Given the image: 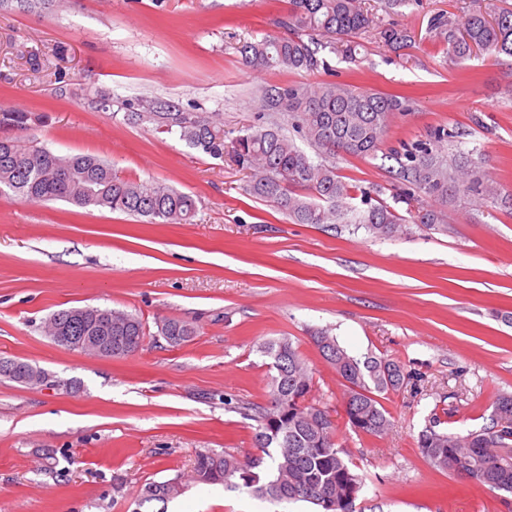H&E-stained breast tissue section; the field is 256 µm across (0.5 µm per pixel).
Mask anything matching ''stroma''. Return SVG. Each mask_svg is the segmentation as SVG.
Listing matches in <instances>:
<instances>
[{"label": "stroma", "mask_w": 512, "mask_h": 512, "mask_svg": "<svg viewBox=\"0 0 512 512\" xmlns=\"http://www.w3.org/2000/svg\"><path fill=\"white\" fill-rule=\"evenodd\" d=\"M375 18L414 31L395 51L373 33L355 61L328 55L333 74L251 70L246 41L283 34L288 0H72L45 14L0 10V106L42 115L30 135L63 154L110 160L126 178H156L193 195L186 224H149L122 212L61 201L0 198V357L21 359L61 380L26 387L0 378V512H133L152 481H184L168 512H315L247 490L190 480L198 453L254 454L243 404H266L273 373L258 347L289 338L313 371V403L328 409L338 445L365 483L357 512H512L470 479L432 467L418 448L431 414L445 431L488 424L512 394V210L476 209L461 198L444 232L375 239L354 225L296 224L246 194L232 156L215 159L167 133L93 112L55 94L56 71L88 91L171 99L224 119L227 138L258 126L271 85L335 80L408 98L386 144L455 130L452 150L512 193V58L480 54L457 66L427 38L444 10L494 11L512 0H420ZM45 61L29 64L30 54ZM388 161L345 154L336 171L357 195L399 213ZM119 309L147 329L176 317L198 334L180 347L147 337L126 358L91 357L54 344L41 326L71 307ZM329 329L357 356L386 357L420 382L379 400L382 435L355 431L342 381L310 340Z\"/></svg>", "instance_id": "stroma-1"}]
</instances>
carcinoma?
Instances as JSON below:
<instances>
[{
  "instance_id": "obj_1",
  "label": "carcinoma",
  "mask_w": 512,
  "mask_h": 512,
  "mask_svg": "<svg viewBox=\"0 0 512 512\" xmlns=\"http://www.w3.org/2000/svg\"><path fill=\"white\" fill-rule=\"evenodd\" d=\"M16 2L27 11L53 12L61 0H0V9ZM362 0H289L283 26L288 37L268 36L239 46L242 64L251 70L279 67L293 72L327 70L320 51L353 58L355 38L370 30L394 50L414 40L406 27L384 25L366 11ZM428 33L457 62L476 52L512 57V9L493 14L481 10L454 14L436 13L428 20ZM56 94L79 98L95 112L124 111L130 124H148L174 135L187 146L213 158L224 157V123L203 112H193L173 100L124 99L97 91L80 90L58 76ZM261 103L268 125L247 128L235 138L234 161L250 171L246 191L267 199L296 224H355L375 238H395L409 233V225L426 230L448 229L446 210L459 197L477 205L487 203L512 208V195L478 173L477 162L462 151L448 157L440 145L455 132L439 128L429 139L393 148L382 157L393 160L392 187L398 198L435 201L420 206L406 218L383 204L356 210L346 205L352 187L336 172V155L377 157L393 118L409 111L397 97L363 90L347 83L271 86ZM30 112L0 108V129L14 135L0 139V196L23 202L62 200L87 208L121 211L146 217L156 224H185L194 216V198L158 179L120 177L106 159L91 155H65L24 135L36 122ZM291 130L315 151L311 157L299 148ZM112 335L131 336L134 341L114 358L136 352L146 337L141 318L108 309ZM69 320L74 336H100L102 332L73 307L52 313L44 333L54 335L58 319ZM198 333L193 324L167 318L157 325V335L174 336L171 346H182ZM321 357L329 359L336 374L347 384L344 410L351 427L379 435L389 419L378 395L398 391L417 378L398 362L385 358H357L340 345L326 329L310 332ZM260 352L273 359L268 403L239 407L255 422L257 453L245 461L222 451L197 455L193 478L225 489H246L272 502H307L318 512H355L363 477L353 468L345 449L337 446L329 412L307 401L313 376L307 360L287 338L264 343ZM431 417L419 434L418 447L434 467L464 474L474 482L512 495V395L501 394L493 403L490 424L465 435L440 428ZM177 480L152 481L135 500L134 512H167L168 502L183 492Z\"/></svg>"
}]
</instances>
